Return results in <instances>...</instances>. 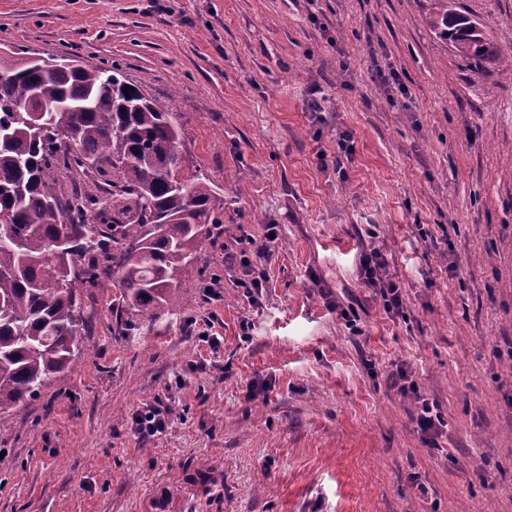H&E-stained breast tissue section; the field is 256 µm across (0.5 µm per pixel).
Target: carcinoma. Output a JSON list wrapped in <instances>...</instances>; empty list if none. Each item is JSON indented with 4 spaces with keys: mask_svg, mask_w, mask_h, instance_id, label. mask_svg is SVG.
Instances as JSON below:
<instances>
[{
    "mask_svg": "<svg viewBox=\"0 0 512 512\" xmlns=\"http://www.w3.org/2000/svg\"><path fill=\"white\" fill-rule=\"evenodd\" d=\"M430 24L476 69L494 54L450 0ZM28 106L44 109L57 141L31 129ZM0 128L2 414L70 372L89 321L82 292L99 285L100 266L120 288L117 307L149 318L172 289L195 285L218 196L200 170L182 176L176 114L114 63L43 70L0 56Z\"/></svg>",
    "mask_w": 512,
    "mask_h": 512,
    "instance_id": "obj_1",
    "label": "carcinoma"
}]
</instances>
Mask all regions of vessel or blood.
Wrapping results in <instances>:
<instances>
[{
  "instance_id": "obj_1",
  "label": "vessel or blood",
  "mask_w": 512,
  "mask_h": 512,
  "mask_svg": "<svg viewBox=\"0 0 512 512\" xmlns=\"http://www.w3.org/2000/svg\"><path fill=\"white\" fill-rule=\"evenodd\" d=\"M224 506L222 477L201 470L186 477L181 493L169 492L156 484L149 499L150 512H221Z\"/></svg>"
}]
</instances>
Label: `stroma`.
I'll return each mask as SVG.
<instances>
[{
	"instance_id": "stroma-1",
	"label": "stroma",
	"mask_w": 512,
	"mask_h": 512,
	"mask_svg": "<svg viewBox=\"0 0 512 512\" xmlns=\"http://www.w3.org/2000/svg\"><path fill=\"white\" fill-rule=\"evenodd\" d=\"M437 3L0 0V52L119 63L220 197L194 287L154 320L84 293L71 373L0 417V512H148L156 480L210 467L223 512H512V0H454L497 49L478 70ZM345 130L343 173L322 168ZM246 233L266 247L255 304L224 260ZM374 246L404 317L357 279ZM158 398L168 423L142 436ZM392 376H395L398 378V380L404 382V384L400 387V391L404 396L411 392L415 395L417 400H421V412L417 417V424L419 428L424 432H428L429 430L433 429L435 426L434 418L431 415H427L432 412L433 405L431 406L428 400L418 393V388L414 381L409 382L408 372L405 369L400 368L397 370V373ZM407 382H409L408 385H406ZM168 414V409L157 402L156 405H147L143 410H138L133 422L140 433L155 435L165 429Z\"/></svg>"
}]
</instances>
